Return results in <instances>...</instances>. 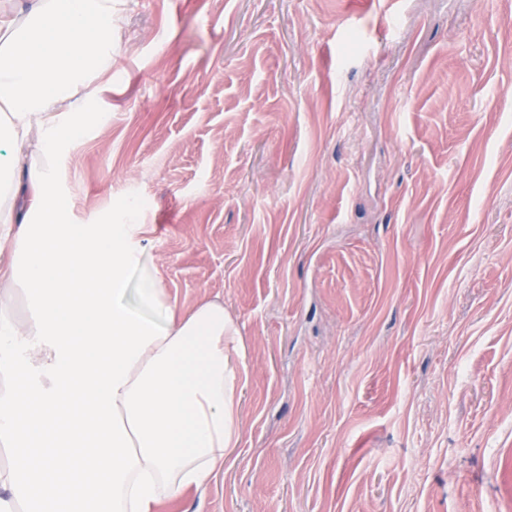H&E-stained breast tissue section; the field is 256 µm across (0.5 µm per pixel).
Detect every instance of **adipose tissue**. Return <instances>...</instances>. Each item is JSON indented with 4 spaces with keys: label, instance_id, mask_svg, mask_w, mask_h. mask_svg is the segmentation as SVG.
I'll list each match as a JSON object with an SVG mask.
<instances>
[{
    "label": "adipose tissue",
    "instance_id": "adipose-tissue-1",
    "mask_svg": "<svg viewBox=\"0 0 512 512\" xmlns=\"http://www.w3.org/2000/svg\"><path fill=\"white\" fill-rule=\"evenodd\" d=\"M119 0L0 13V512H154L231 453L239 339L224 304L126 303L133 224L75 228L55 160L112 68Z\"/></svg>",
    "mask_w": 512,
    "mask_h": 512
}]
</instances>
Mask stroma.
I'll return each instance as SVG.
<instances>
[{
  "label": "stroma",
  "instance_id": "obj_1",
  "mask_svg": "<svg viewBox=\"0 0 512 512\" xmlns=\"http://www.w3.org/2000/svg\"><path fill=\"white\" fill-rule=\"evenodd\" d=\"M123 0L56 165L127 302L220 300L234 451L156 512H512V0Z\"/></svg>",
  "mask_w": 512,
  "mask_h": 512
}]
</instances>
